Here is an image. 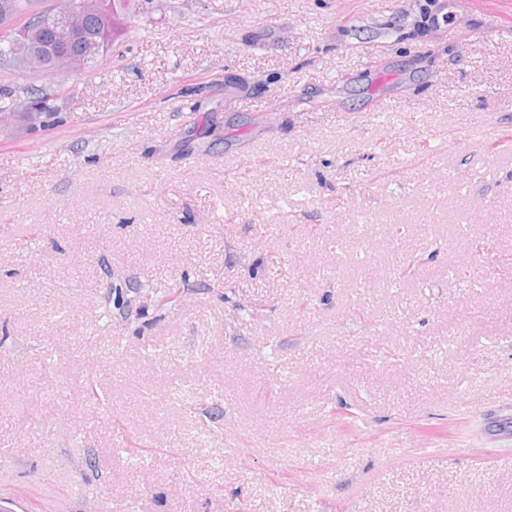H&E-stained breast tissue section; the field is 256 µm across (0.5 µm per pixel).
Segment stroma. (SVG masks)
I'll return each instance as SVG.
<instances>
[{
    "label": "stroma",
    "mask_w": 512,
    "mask_h": 512,
    "mask_svg": "<svg viewBox=\"0 0 512 512\" xmlns=\"http://www.w3.org/2000/svg\"><path fill=\"white\" fill-rule=\"evenodd\" d=\"M140 2L0 58V506L512 512V0ZM79 3L76 5L64 2L56 13L38 18L40 28L45 27L49 36L44 43L33 47V34L28 29H21L11 41L10 54L16 64L24 67L42 65L48 57L57 68L60 66L76 67L83 61L95 58L101 50V43L95 36L88 34L87 29L101 35L102 52L113 42L123 22L134 16L137 11L136 0H104L108 7L100 14L87 13L99 9L94 0H65ZM55 67L45 64L34 72L49 73ZM183 290L176 282H168L160 286L142 288L140 301L143 305H153L160 308H172L180 301Z\"/></svg>",
    "instance_id": "stroma-1"
}]
</instances>
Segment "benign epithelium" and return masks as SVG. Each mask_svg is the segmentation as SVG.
Wrapping results in <instances>:
<instances>
[{
	"label": "benign epithelium",
	"instance_id": "benign-epithelium-1",
	"mask_svg": "<svg viewBox=\"0 0 512 512\" xmlns=\"http://www.w3.org/2000/svg\"><path fill=\"white\" fill-rule=\"evenodd\" d=\"M98 9L96 0H81L76 5L66 2L56 13L39 17V24L49 31L47 40L35 48L33 34L27 29L19 30L11 41L12 58L24 67L40 66L47 57L56 67L73 68L96 57L101 43L97 37L88 34L85 16ZM14 24L12 0H0V28L10 30Z\"/></svg>",
	"mask_w": 512,
	"mask_h": 512
}]
</instances>
